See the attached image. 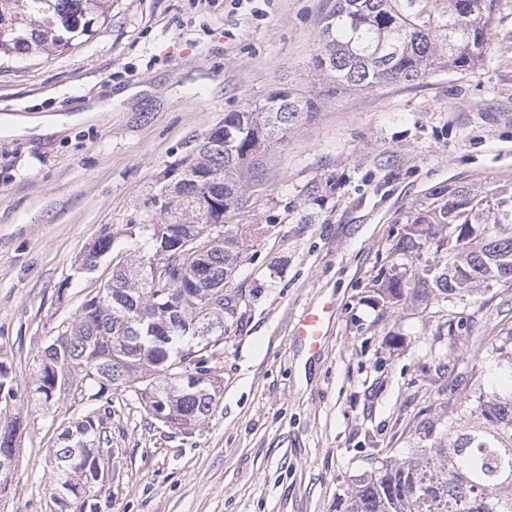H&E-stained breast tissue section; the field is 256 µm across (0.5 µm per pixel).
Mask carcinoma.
<instances>
[{
    "label": "carcinoma",
    "mask_w": 512,
    "mask_h": 512,
    "mask_svg": "<svg viewBox=\"0 0 512 512\" xmlns=\"http://www.w3.org/2000/svg\"><path fill=\"white\" fill-rule=\"evenodd\" d=\"M494 0H336L324 18L312 66L326 94L420 83L445 71H466L488 49ZM112 0H0V65L48 58L76 48L103 25ZM320 97L277 93L189 142L149 198L164 221L128 230L126 259L97 293L58 330L40 356L34 393L48 406L78 394L89 402L129 391L149 414L190 427L212 411L221 390L211 361L215 346L195 339L196 326L224 335L235 305L226 287L264 228L224 224L244 211L263 184L264 160L286 134L312 120ZM450 187L426 209L407 217L391 247L398 262L432 260L391 269L374 280L391 303L423 301L454 308L494 288H512V190ZM105 231L84 255L93 270L114 251ZM162 266L159 277L153 265ZM481 359L500 384L489 390L482 371L450 389L437 418L419 422L424 445L355 480L343 512H512V319L484 326ZM69 390L61 391L63 384ZM20 394L12 365L0 360V449L16 453L18 421L9 410ZM97 410H89L54 449L51 496L61 512H98L105 462Z\"/></svg>",
    "instance_id": "1"
}]
</instances>
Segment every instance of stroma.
Returning a JSON list of instances; mask_svg holds the SVG:
<instances>
[{"mask_svg": "<svg viewBox=\"0 0 512 512\" xmlns=\"http://www.w3.org/2000/svg\"><path fill=\"white\" fill-rule=\"evenodd\" d=\"M335 0H112L77 48L0 68V359L23 390L0 512H59L51 451L85 413L32 391L38 355L110 275L80 258L105 228L155 221L147 200L189 140L281 92L324 86L312 67ZM111 100L108 112L93 103ZM245 223L265 227L226 295L211 415L183 428L128 392L98 411L111 481L98 512H336L349 485L416 448V423L469 380L466 322H495L512 288L447 328L434 307L373 286L410 212L450 187L512 189V0H495L484 58L419 84L322 98L266 160ZM332 303L322 349L295 336Z\"/></svg>", "mask_w": 512, "mask_h": 512, "instance_id": "1", "label": "stroma"}]
</instances>
